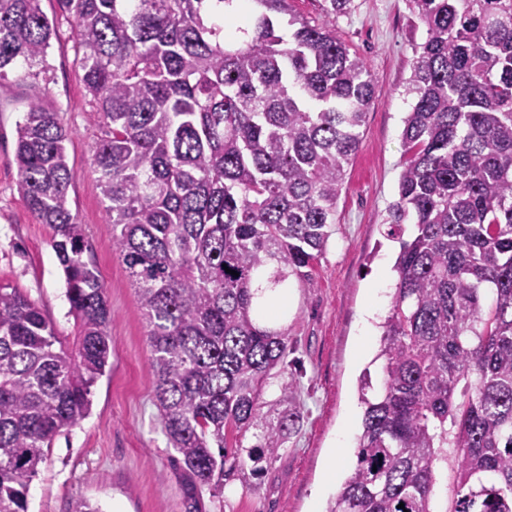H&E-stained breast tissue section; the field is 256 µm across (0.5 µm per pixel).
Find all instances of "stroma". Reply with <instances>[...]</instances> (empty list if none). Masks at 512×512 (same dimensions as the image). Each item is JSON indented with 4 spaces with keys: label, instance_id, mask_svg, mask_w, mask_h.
<instances>
[{
    "label": "stroma",
    "instance_id": "1",
    "mask_svg": "<svg viewBox=\"0 0 512 512\" xmlns=\"http://www.w3.org/2000/svg\"><path fill=\"white\" fill-rule=\"evenodd\" d=\"M40 7L57 23L48 50L49 78L0 82V285L21 289L58 336L72 338L74 319L51 247L52 230L29 213L17 186L16 130L30 101L39 98L71 131L69 199L112 310V358L91 389L89 416L53 439L29 487L28 512H72L79 498L97 503L102 512H189L155 405L146 323L128 271L112 249L92 170V150L105 127L90 116L92 98L71 24L57 0H40ZM409 18L406 0H351L346 13L328 20L371 70L375 94L346 168L327 248L310 280L290 283L283 323L287 357L260 394L265 412L276 415L282 384L293 382L296 420L260 475L247 465L234 467L223 494L203 491L200 512H326L334 494L317 489L332 455L345 462L337 481L354 469L362 417L359 378L366 370L380 375L373 359L396 282L381 274L399 251L386 235L385 219L398 198L402 131L413 102L407 92L412 47L424 39Z\"/></svg>",
    "mask_w": 512,
    "mask_h": 512
}]
</instances>
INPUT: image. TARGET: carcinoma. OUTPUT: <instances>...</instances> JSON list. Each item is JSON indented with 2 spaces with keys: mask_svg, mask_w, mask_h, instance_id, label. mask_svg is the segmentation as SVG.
<instances>
[{
  "mask_svg": "<svg viewBox=\"0 0 512 512\" xmlns=\"http://www.w3.org/2000/svg\"><path fill=\"white\" fill-rule=\"evenodd\" d=\"M58 2L109 128L93 171L146 321L162 431L189 498L221 493L228 436L260 430L256 463L288 429L290 414L273 423L259 401L288 344L262 289L310 278L324 253L373 79L290 0H255L253 16L241 0ZM408 7L425 39L386 220L399 252L383 377L360 381L357 463L327 512H434L448 465L445 512H512V0ZM54 35L40 0H0V80L18 63L22 79L47 73ZM69 136L38 100L17 126L19 191L53 230L75 336L56 347L37 304L0 286V512H28L45 449L88 416L112 357L106 290L68 199ZM453 476L454 473L450 465H448V471L446 469H441L440 480L437 484L436 495L432 503L433 510L444 511L447 506L449 507L453 489Z\"/></svg>",
  "mask_w": 512,
  "mask_h": 512,
  "instance_id": "carcinoma-1",
  "label": "carcinoma"
}]
</instances>
